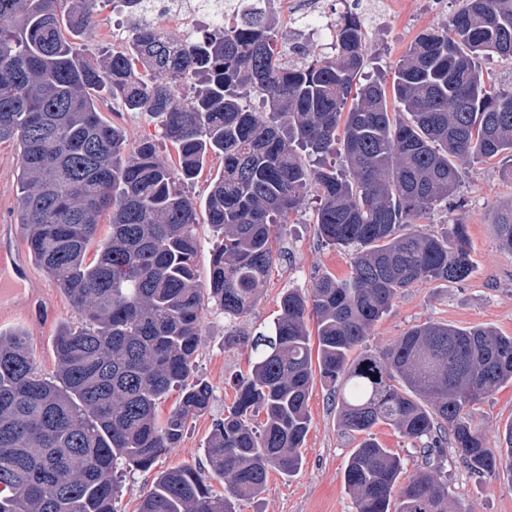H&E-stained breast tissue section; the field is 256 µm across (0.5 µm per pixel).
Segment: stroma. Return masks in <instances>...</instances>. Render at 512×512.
<instances>
[{
	"label": "stroma",
	"mask_w": 512,
	"mask_h": 512,
	"mask_svg": "<svg viewBox=\"0 0 512 512\" xmlns=\"http://www.w3.org/2000/svg\"><path fill=\"white\" fill-rule=\"evenodd\" d=\"M408 13L418 16L414 27L387 21L380 27L366 29L372 49V61L365 73L372 78L391 81L394 69L405 51L422 30L444 24L460 7V0H446L441 12L425 14L427 0H405ZM102 117L123 127L128 146L153 139L158 155L174 162L177 153L162 139L154 121L141 112L123 111L120 104L104 99ZM508 160H468L460 166L461 182L448 205L438 207L423 229L434 233L449 230L457 215H464L470 242L473 271L464 281L450 283L428 280L417 283L395 299L379 320L365 343L377 352L391 345L410 327L431 321L458 328L489 326L505 336H512V252L500 247L495 217L512 207V177L505 173ZM18 164L15 144L0 143V225L12 227L15 244L26 248V234L17 222ZM316 199H309L297 214L278 225L282 253L277 256L269 275L261 282L258 300L240 325L253 332L269 325L277 317L282 293L291 288L310 289L321 274L348 275L351 250L327 245L319 236L315 222ZM32 288L41 289L51 310L49 319L41 320L17 312L0 315V330L24 332L33 350L36 367L45 376L56 371L52 340L64 326H76L81 312L36 264L28 265ZM203 345L196 358L195 380L208 383L212 390L209 410L189 421L180 443L166 449L153 470L143 472L125 468L121 471L117 493V512H138L141 498L150 490L157 472L190 465H206L205 446L216 420L235 396V381L249 369L250 349L224 342V317L215 310H205L202 317ZM309 410L311 425L302 448V466L291 477L270 471L264 491L254 498L237 502L238 512H356L355 501L345 486L343 473L348 457L360 438L347 433L338 422V403L322 384H314ZM473 423L485 435L486 444H500L506 424L512 422V383L471 407ZM448 494L460 512H512V483L495 474H474L459 459L456 449L447 447L434 452L431 459Z\"/></svg>",
	"instance_id": "obj_1"
}]
</instances>
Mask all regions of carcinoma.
<instances>
[{
	"instance_id": "cac0c4a2",
	"label": "carcinoma",
	"mask_w": 512,
	"mask_h": 512,
	"mask_svg": "<svg viewBox=\"0 0 512 512\" xmlns=\"http://www.w3.org/2000/svg\"><path fill=\"white\" fill-rule=\"evenodd\" d=\"M94 2L0 0V142L17 146L19 223L83 314L55 336L51 378L37 373L24 334L0 332V512H116L117 465L152 469L209 408L210 387L189 381L204 307L229 321L250 312L274 261L273 226L313 191L321 239L353 249L349 274L284 292L278 317L249 339L250 369L206 446L224 494L181 466L157 476L139 512H235L268 470L298 472L316 375L339 396L341 426L362 436L344 470L357 512H456L435 470L403 476L378 425L423 443L427 459L449 445L469 470L512 483V422L490 448L469 410L512 382V336L429 321L353 356L401 290L473 270L464 217L442 235L412 225L457 193L458 162L512 158V87L482 67L493 54L512 58V0H462L448 24L415 38L389 86L360 83L371 54L352 12L333 28L331 52L292 61L273 12L174 39L144 21L148 0H112L130 34L91 58L78 40L94 29ZM106 96L150 116L178 164L151 140L128 148L101 117ZM338 145L339 168L324 163ZM211 155L224 168L202 207L220 240L203 285L184 186ZM496 228L512 250V207Z\"/></svg>"
}]
</instances>
